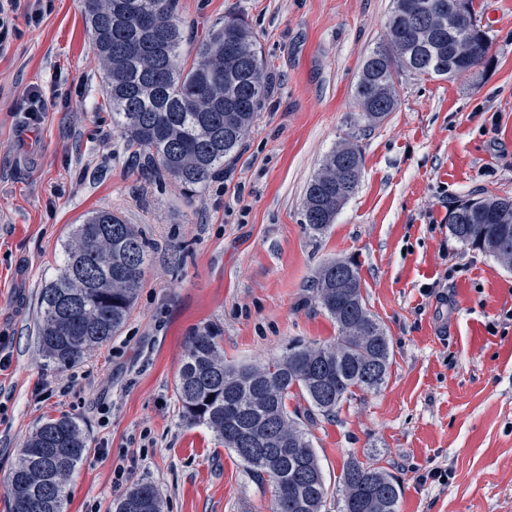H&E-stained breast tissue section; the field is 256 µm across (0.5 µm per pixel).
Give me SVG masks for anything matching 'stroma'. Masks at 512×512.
Listing matches in <instances>:
<instances>
[{"instance_id": "1", "label": "stroma", "mask_w": 512, "mask_h": 512, "mask_svg": "<svg viewBox=\"0 0 512 512\" xmlns=\"http://www.w3.org/2000/svg\"><path fill=\"white\" fill-rule=\"evenodd\" d=\"M389 6L179 0L199 39L244 18L271 85L238 155L189 199L133 167L113 131L81 0H52L36 24L14 12L19 33L0 48V484L36 427L67 415L87 451L65 512H112L121 465L161 490L164 512H270V482L181 418L186 341L210 328L227 360L250 362L333 339L309 282L343 259L358 265L393 356L379 391L309 425L328 486L349 458L375 459L401 481L400 512H512V271L448 231L454 202L512 197V0H476L490 65L402 76L396 110L362 132L354 86ZM351 137L358 191L312 237L308 183ZM100 210L139 225L150 260L121 332L60 368L38 347L39 291L72 225ZM434 468L442 479H429Z\"/></svg>"}]
</instances>
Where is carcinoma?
<instances>
[{"instance_id":"cac0c4a2","label":"carcinoma","mask_w":512,"mask_h":512,"mask_svg":"<svg viewBox=\"0 0 512 512\" xmlns=\"http://www.w3.org/2000/svg\"><path fill=\"white\" fill-rule=\"evenodd\" d=\"M385 39L365 56L355 96L360 128H372L398 105L405 74L449 77L489 64L490 39L463 0H392ZM107 89L112 129L131 163L155 179H171L188 195L204 190L239 151L268 97L255 36L236 16L215 23L192 47L178 0H83ZM359 145L345 139L325 157L303 204L305 229L327 233L355 194ZM512 199L457 202L451 234L512 268ZM149 244L135 224L96 211L64 242L60 272L40 289L37 329L44 356L59 366L81 362L112 339L133 309ZM312 300L335 322V339L297 342L277 357L248 364L224 360L211 330L188 337L176 382L183 420L211 428L255 476L273 487L271 512H324L328 492L310 434L288 400H306L305 419L336 415L357 393L380 390L388 377L391 340L370 311L358 266L322 264ZM87 449L78 422L49 417L24 442L3 491L12 512H64L68 485ZM397 479L374 462L351 459L338 480L336 512H399ZM159 490L135 484L114 512H163Z\"/></svg>"}]
</instances>
